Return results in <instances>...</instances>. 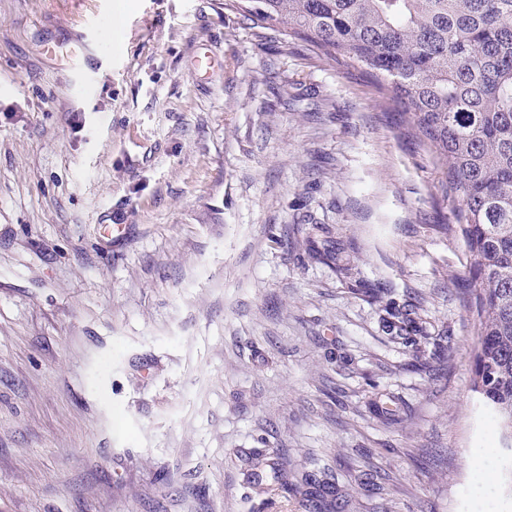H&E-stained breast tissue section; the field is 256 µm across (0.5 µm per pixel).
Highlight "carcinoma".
Segmentation results:
<instances>
[{"instance_id":"1","label":"carcinoma","mask_w":512,"mask_h":512,"mask_svg":"<svg viewBox=\"0 0 512 512\" xmlns=\"http://www.w3.org/2000/svg\"><path fill=\"white\" fill-rule=\"evenodd\" d=\"M259 29L357 63L435 149L478 303L473 387L512 438V0H224ZM412 308L390 306L412 327Z\"/></svg>"}]
</instances>
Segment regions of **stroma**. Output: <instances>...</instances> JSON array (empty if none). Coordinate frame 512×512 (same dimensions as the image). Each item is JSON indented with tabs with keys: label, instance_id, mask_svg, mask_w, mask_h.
Listing matches in <instances>:
<instances>
[{
	"label": "stroma",
	"instance_id": "1",
	"mask_svg": "<svg viewBox=\"0 0 512 512\" xmlns=\"http://www.w3.org/2000/svg\"><path fill=\"white\" fill-rule=\"evenodd\" d=\"M444 180L224 0H0V512H512Z\"/></svg>",
	"mask_w": 512,
	"mask_h": 512
}]
</instances>
